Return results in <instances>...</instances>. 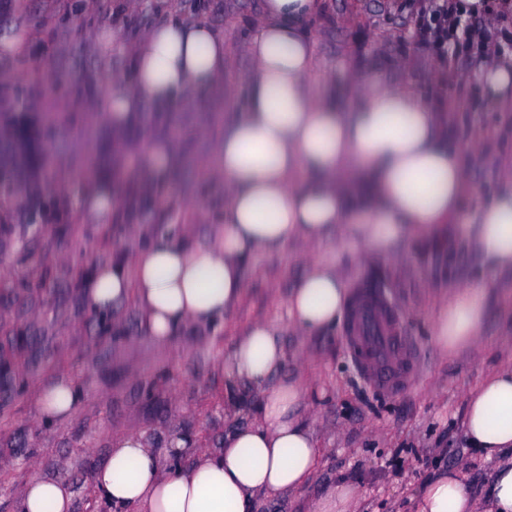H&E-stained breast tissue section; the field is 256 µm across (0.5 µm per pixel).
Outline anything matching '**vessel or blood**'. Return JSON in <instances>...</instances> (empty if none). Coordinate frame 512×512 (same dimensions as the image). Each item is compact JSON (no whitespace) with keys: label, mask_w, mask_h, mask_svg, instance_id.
<instances>
[{"label":"vessel or blood","mask_w":512,"mask_h":512,"mask_svg":"<svg viewBox=\"0 0 512 512\" xmlns=\"http://www.w3.org/2000/svg\"><path fill=\"white\" fill-rule=\"evenodd\" d=\"M346 341L355 357L373 371L378 387L401 385L405 369L413 362L411 350L390 311L370 289L357 292Z\"/></svg>","instance_id":"1"}]
</instances>
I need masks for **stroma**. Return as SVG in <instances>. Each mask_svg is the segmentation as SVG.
<instances>
[{
	"label": "stroma",
	"mask_w": 512,
	"mask_h": 512,
	"mask_svg": "<svg viewBox=\"0 0 512 512\" xmlns=\"http://www.w3.org/2000/svg\"><path fill=\"white\" fill-rule=\"evenodd\" d=\"M261 0H176L183 15L204 18L235 48ZM428 0H320L308 22L316 36L317 86L333 98L346 96V71L359 68L394 77L416 94L434 96L435 78L447 91L435 104L450 115L449 134L461 144L478 141L480 159L470 174L479 194L494 185L498 160L512 157V112H504L473 81H448V74L476 73L482 59L449 50L447 60L430 52L415 23ZM0 0V37L39 32L24 52L0 49V84L21 100L0 111V128H43L53 159H34L23 191L0 214V359H15L17 371L0 385V512H18L32 475L64 482L73 512H106L92 476L115 439L142 436L161 461L176 439L189 440L182 465L194 449L221 448L230 428L256 422L259 396L247 385H229L221 364L232 338L246 323L264 317L283 328L286 374L310 388L304 418L322 450L320 467L305 488L275 497L258 496L255 512H316L319 497L345 482L357 493L355 512H416L418 490L442 470L460 468L476 499L487 495L496 461L468 448L462 435L468 395L489 371L512 365V272L499 274L490 297L483 334L488 345L442 355L430 341L435 301L452 284L482 273L457 228L447 239L421 237L406 248L403 265L367 264L342 253L348 289L372 285L390 305L404 331L417 368L403 390L378 389L345 345V323L320 336H299L288 325L287 295L305 270L298 249L257 255L246 270V298L225 318L208 326L189 325L165 344L141 336L136 305L124 312L123 333L102 337V320L78 295L80 276L91 264L113 259L133 245L129 224H78L48 219L32 227V208L54 211L45 182L62 185L69 170L88 163L105 128L86 112L79 92L88 75L109 78L129 72L128 58L89 54L90 31L115 29L133 35L159 19L165 0ZM54 99L57 112L31 106ZM192 164L179 174L186 199L200 204L205 218L199 239L219 224L223 194L200 175L215 140L217 119L202 106L179 114ZM63 375L83 383L85 401L63 421L43 423L36 379Z\"/></svg>",
	"instance_id": "35a3bbf8"
}]
</instances>
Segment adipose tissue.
Returning a JSON list of instances; mask_svg holds the SVG:
<instances>
[{
    "instance_id": "obj_1",
    "label": "adipose tissue",
    "mask_w": 512,
    "mask_h": 512,
    "mask_svg": "<svg viewBox=\"0 0 512 512\" xmlns=\"http://www.w3.org/2000/svg\"><path fill=\"white\" fill-rule=\"evenodd\" d=\"M318 5L262 0L234 51L223 32L183 17L173 4L135 38L112 36L131 71L107 83L91 79L84 97L85 110L108 128L111 149L96 157L94 175L71 172L82 187L77 199L46 185L61 207H73L79 224L113 223L130 207V184L147 203L137 214V245L120 261L95 264L82 280L84 306L108 328H120L118 314L132 301L144 334L165 343L185 326L212 324L240 305L245 266L257 254L337 241L359 258L397 261L412 237L442 236L458 224L485 276L440 302L432 340L451 353L480 338L494 276L512 270V161L499 166L490 197L468 207L474 188L464 156L476 147L451 139L431 100L363 69L347 73L344 101L323 99L311 80L315 36L307 27ZM482 51L476 80L489 99L512 107V57L490 42ZM237 52L251 63L242 77L247 98L227 110L204 173L224 188L221 222L200 241L194 224L202 210L190 206L178 239L151 232L155 214L183 199L175 174L185 164L184 140L139 120L149 112L165 123L193 103L219 107L210 93ZM287 306L288 323L301 335L334 329L347 306L338 260H311ZM285 361L281 327L250 321L235 334L224 373L259 393L257 422L231 429L223 448L202 449L187 469L175 460L162 464L139 436L120 438L93 475L97 498L109 512H253L257 495L306 487L321 450L302 416L304 387L281 375ZM36 389L48 423L69 418L86 397L81 384L60 375L41 377ZM463 433L485 458L512 452V367L488 374L468 395ZM19 512H72V493L61 481L32 477ZM418 512H512V460L497 467L481 502L458 470L427 480Z\"/></svg>"
}]
</instances>
